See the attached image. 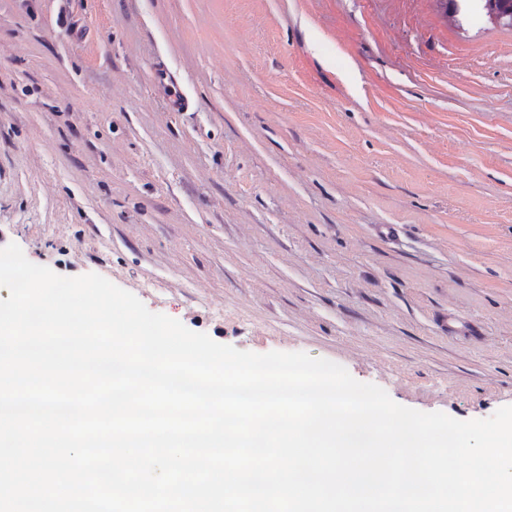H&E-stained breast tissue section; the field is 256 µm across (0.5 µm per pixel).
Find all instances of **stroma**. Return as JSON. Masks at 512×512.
<instances>
[{"instance_id": "35a3bbf8", "label": "stroma", "mask_w": 512, "mask_h": 512, "mask_svg": "<svg viewBox=\"0 0 512 512\" xmlns=\"http://www.w3.org/2000/svg\"><path fill=\"white\" fill-rule=\"evenodd\" d=\"M11 243L216 342L490 417L512 405V28L440 0H0Z\"/></svg>"}]
</instances>
